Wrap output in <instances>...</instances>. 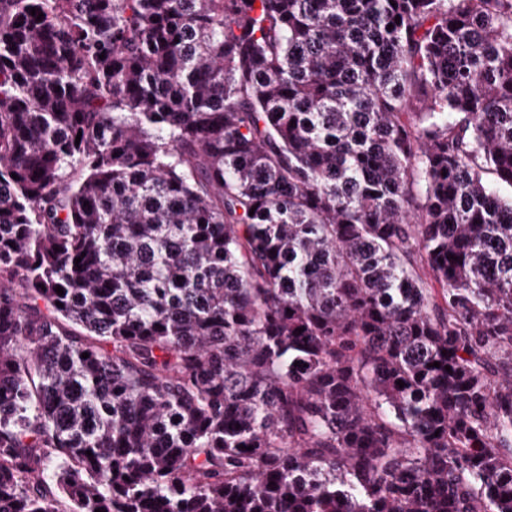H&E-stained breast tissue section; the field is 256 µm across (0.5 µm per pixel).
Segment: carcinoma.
<instances>
[{
  "mask_svg": "<svg viewBox=\"0 0 512 512\" xmlns=\"http://www.w3.org/2000/svg\"><path fill=\"white\" fill-rule=\"evenodd\" d=\"M495 182L512 0H0V512H512Z\"/></svg>",
  "mask_w": 512,
  "mask_h": 512,
  "instance_id": "obj_1",
  "label": "carcinoma"
}]
</instances>
